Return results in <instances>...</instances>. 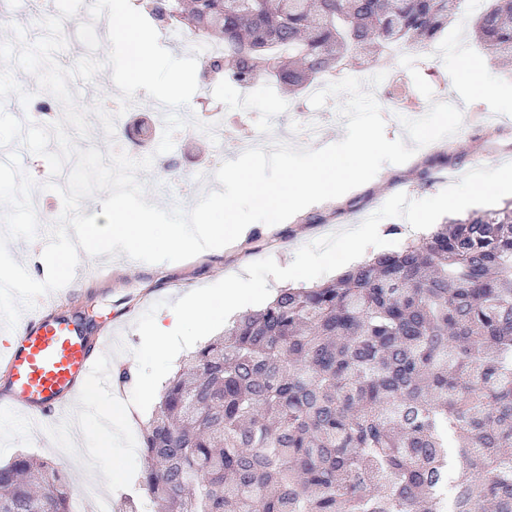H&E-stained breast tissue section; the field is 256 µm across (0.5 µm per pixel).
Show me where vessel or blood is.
I'll return each mask as SVG.
<instances>
[{
	"mask_svg": "<svg viewBox=\"0 0 512 512\" xmlns=\"http://www.w3.org/2000/svg\"><path fill=\"white\" fill-rule=\"evenodd\" d=\"M113 366L111 337L90 346L76 321L43 310L26 311L14 330L0 332L9 404L44 427L59 424L85 384L111 388Z\"/></svg>",
	"mask_w": 512,
	"mask_h": 512,
	"instance_id": "obj_1",
	"label": "vessel or blood"
}]
</instances>
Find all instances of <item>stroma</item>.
Segmentation results:
<instances>
[{
	"instance_id": "stroma-1",
	"label": "stroma",
	"mask_w": 512,
	"mask_h": 512,
	"mask_svg": "<svg viewBox=\"0 0 512 512\" xmlns=\"http://www.w3.org/2000/svg\"><path fill=\"white\" fill-rule=\"evenodd\" d=\"M474 23V16L458 11L448 29L449 41L463 46L471 60L486 62L495 84L511 86L512 64L488 56L469 39ZM415 69L432 87L433 99L453 102L462 110L463 125L455 135L434 142L429 148L419 149L404 164L382 166L371 181L346 193L336 205L314 204L300 218L274 230L255 229L239 250L217 251L177 263L147 264L123 255L107 261V271L102 276L89 275L57 291L55 301L47 304V311L78 321L84 311L96 310L92 336L105 335L111 328L118 330L125 344L118 364L126 369L140 355L142 331L154 321L160 309L185 293L203 288L223 289L227 279L239 274L266 287L279 289L282 270L299 254L306 257L307 262L299 270L294 284L311 287L334 279V271L313 263L312 258L329 249L337 260H344L349 249L345 229L356 227L367 235L374 227H381L379 245L366 243L362 246L367 256L378 250L397 251L409 244L406 225L420 222L424 225V233L433 232L438 225L447 222L448 212L430 211L421 219L415 213L416 207L422 206L427 197L454 190L462 181L480 180L491 171L512 164V122H487V113L500 111L501 105L494 95L472 90L470 74L461 69L459 60L447 59L433 64L419 59ZM243 96L250 99L251 111H235V102ZM284 100L282 89L266 81L247 90L224 82L208 89L198 88L189 107L182 109L181 114L190 116L205 101L221 107L228 131L224 154L216 156L213 143L199 130L178 131L172 154L179 169L175 177L169 179V186L178 187L180 180L219 167L222 159H236L239 152L233 147L234 141L250 140L268 117H275L281 132L292 133L296 116L283 109ZM163 130V119L147 109L118 118L116 135L111 141L106 139L100 122L92 121L89 138L80 140L79 145L84 149L94 146L104 151L114 143L128 155L147 156L155 151ZM223 332L220 325L189 323L184 337L172 346L166 370L152 374V382L157 387H164L188 355ZM123 396L139 400L142 415L116 443L125 468V477L120 483L112 481L111 458L99 455L96 448L83 444L80 435L58 443L41 441L18 411L0 418V461H8L22 451L54 463L78 458L82 461L81 467L64 471L73 486H81L91 478L97 482L102 496L112 501L137 498L143 493L140 476L147 466L141 450L142 431L155 414L160 397L155 394L140 398L137 386L132 383L124 387Z\"/></svg>"
}]
</instances>
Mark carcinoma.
<instances>
[{"label":"carcinoma","mask_w":512,"mask_h":512,"mask_svg":"<svg viewBox=\"0 0 512 512\" xmlns=\"http://www.w3.org/2000/svg\"><path fill=\"white\" fill-rule=\"evenodd\" d=\"M460 0H147L218 57L201 78L296 97L395 45L424 47ZM473 39L512 57V0ZM146 499L118 512H512V206L452 219L332 281L282 288L188 356L143 429ZM19 453L0 512H71Z\"/></svg>","instance_id":"cac0c4a2"}]
</instances>
